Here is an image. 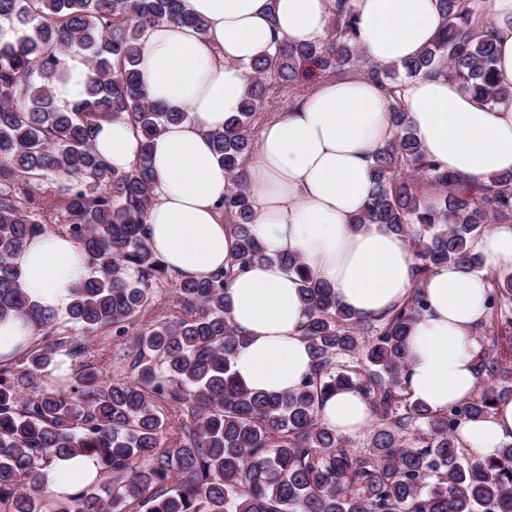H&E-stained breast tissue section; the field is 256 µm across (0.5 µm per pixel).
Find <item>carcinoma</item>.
Instances as JSON below:
<instances>
[{"mask_svg":"<svg viewBox=\"0 0 512 512\" xmlns=\"http://www.w3.org/2000/svg\"><path fill=\"white\" fill-rule=\"evenodd\" d=\"M439 6L443 31L397 65L364 55L352 0H335L325 40L280 42L255 61L241 111L211 134L228 175L222 207L236 232L234 260L206 279L175 280L179 314L138 328L114 373L112 340L160 303L155 284L172 278L143 224L154 196V141L187 117L148 99L143 36L162 20L200 31L205 24L183 15L178 0H0V21L32 25L30 34L0 41V319L25 314L43 330L0 360V512H512V444L486 460L457 443L462 420L484 418L512 397L497 386L512 368L486 349L476 395L442 411L412 400L402 383L429 274L446 264L483 269L476 243L486 227L512 224V174L466 181L442 170L410 127L402 85L441 67L490 105L512 98L494 81L493 27L480 21L475 0ZM73 50L85 53L92 77L84 98L61 107L50 85L61 76V55ZM352 68L381 85L393 128L372 154L375 192L354 228L386 224L407 243L413 292L389 312L356 315L299 256L280 257L301 282V333L314 365L291 392H254L232 371L241 339L224 300L239 271L270 259L249 229L244 162L255 151L253 131L272 86L300 91L314 76ZM117 119L132 124L140 143L127 172L113 170L92 142L95 126ZM49 195L60 201L50 216ZM51 230L77 241L91 265L62 323L29 300L15 265L29 240ZM488 284L487 320L512 325V272H496ZM60 355L77 362L72 376L49 371ZM345 387L363 392L377 420L362 453L319 416L325 398ZM74 457L96 460V476L73 474L81 488L58 497L44 470Z\"/></svg>","mask_w":512,"mask_h":512,"instance_id":"1","label":"carcinoma"}]
</instances>
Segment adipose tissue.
Wrapping results in <instances>:
<instances>
[{"mask_svg": "<svg viewBox=\"0 0 512 512\" xmlns=\"http://www.w3.org/2000/svg\"><path fill=\"white\" fill-rule=\"evenodd\" d=\"M181 3L205 21L206 32L161 21L143 38L140 70L149 99L187 114L154 143V200L144 236L172 275L201 279L223 271L236 246L219 206L227 175L209 135L240 111L251 67L274 40L325 39L333 0ZM355 6L359 43L375 63L415 57L444 24L438 0H356ZM485 16L495 27V79L512 90V0H486ZM62 69L52 94L65 106L84 97L90 71L75 53L63 55ZM402 97L425 154L442 168L467 180L512 172V99L488 105L441 72L408 80ZM387 112V96L371 79H323L261 125L246 163L250 229L271 258L249 265L226 290L227 316L244 338L233 370L246 388L290 391L311 372L301 334L306 306L297 276L280 256L299 255L362 315L385 313L409 297L414 259L403 240L383 224L352 228L374 192L371 154L393 134ZM94 147L114 169L127 171L137 161L139 139L127 121H108L97 127ZM476 249L492 267L511 272L512 225L493 226ZM16 264L28 296L60 318L89 273L82 247L58 231L30 240ZM424 291L428 307L410 331L404 386L412 400L439 411L476 393L474 331L486 317L487 278L443 265ZM319 415L337 435L352 437L368 425L371 409L350 387L328 396ZM457 437L467 452L497 457L512 442V400L486 418L463 421Z\"/></svg>", "mask_w": 512, "mask_h": 512, "instance_id": "adipose-tissue-1", "label": "adipose tissue"}]
</instances>
